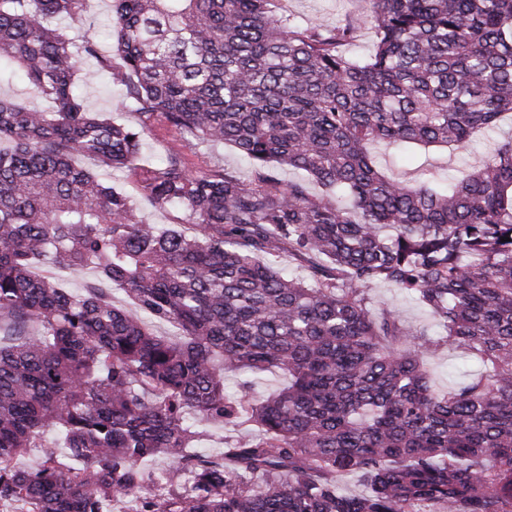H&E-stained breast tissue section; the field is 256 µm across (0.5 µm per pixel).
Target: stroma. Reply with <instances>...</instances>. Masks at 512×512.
I'll list each match as a JSON object with an SVG mask.
<instances>
[{
  "instance_id": "obj_1",
  "label": "stroma",
  "mask_w": 512,
  "mask_h": 512,
  "mask_svg": "<svg viewBox=\"0 0 512 512\" xmlns=\"http://www.w3.org/2000/svg\"><path fill=\"white\" fill-rule=\"evenodd\" d=\"M287 7L301 25L313 23L330 28L343 23L348 17H366L371 13L370 0H287ZM111 13L112 0H87L82 19L65 22L64 27L70 35L89 37L99 43L103 52L110 53L113 43L106 28V21ZM76 89L88 111L99 113L132 128L138 127L137 113L119 104L123 88L113 81L111 72L104 71L98 73L90 82L77 83ZM172 151L182 152L189 167L195 171L220 165L235 171L244 180L249 179L252 174L251 165L231 145L200 143L190 146L180 134L162 126L142 134L141 158L157 163ZM74 162L95 173L104 183L123 191L137 214L146 222L181 224L184 225L186 233H193L194 228L187 225L181 209L158 206L142 194L133 170L107 168L98 161L84 156L75 157ZM370 295L374 300L373 314H380L385 308L398 311L401 325L406 331H416L428 321L426 312L397 288L382 284L373 288ZM427 366L432 372L434 387L440 391L448 390L468 375L483 370L478 361L463 351L445 345L439 347L428 359ZM287 384L288 376L281 371H230L224 375L225 389L231 395L247 387L254 395L269 396L281 391ZM258 435L257 428L247 423L235 427L212 423L205 426L198 447L202 451L217 454L233 447L234 444L254 440Z\"/></svg>"
}]
</instances>
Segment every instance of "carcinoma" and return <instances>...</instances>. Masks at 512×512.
<instances>
[{"label":"carcinoma","instance_id":"obj_1","mask_svg":"<svg viewBox=\"0 0 512 512\" xmlns=\"http://www.w3.org/2000/svg\"><path fill=\"white\" fill-rule=\"evenodd\" d=\"M280 2L116 0L114 71L97 43L53 25L85 0H0V81L17 67L53 105L0 97V506L512 512V136L450 178L382 166L405 146L451 155L512 119V0H370L366 58L344 50L358 20L303 27ZM81 54L124 86L140 128L85 110ZM157 124L230 144L253 168L245 182L180 153L138 167L143 193L180 207L191 235L145 223L73 162L130 169ZM284 252L308 279L268 261ZM45 266L93 279L73 291ZM380 283L443 333L397 342L396 312L371 313ZM442 343L490 370L435 391L423 359ZM241 368L284 370L288 387L230 397L224 372ZM201 422L260 435L205 455ZM50 433L67 459L18 468ZM156 455L182 490L143 494L139 463ZM348 473L368 494L339 492Z\"/></svg>","mask_w":512,"mask_h":512}]
</instances>
